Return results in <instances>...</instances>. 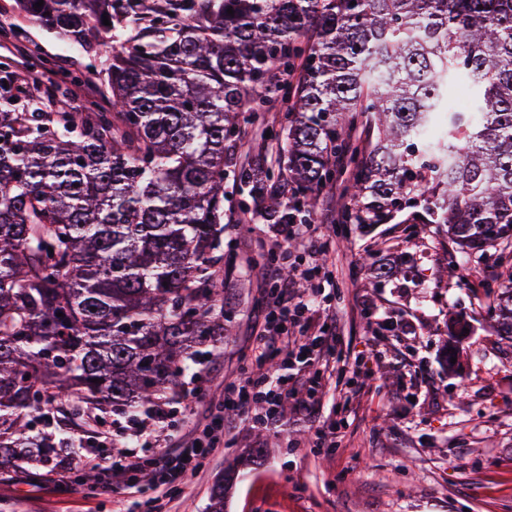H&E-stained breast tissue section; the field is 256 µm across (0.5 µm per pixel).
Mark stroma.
Segmentation results:
<instances>
[{"label": "stroma", "mask_w": 512, "mask_h": 512, "mask_svg": "<svg viewBox=\"0 0 512 512\" xmlns=\"http://www.w3.org/2000/svg\"><path fill=\"white\" fill-rule=\"evenodd\" d=\"M40 59L0 40V69L15 76L51 68L45 84L63 92L60 106L92 99L108 110L105 74L97 57L67 46L37 24L22 22ZM264 111L243 124L232 172L224 177V308L232 334L195 356L182 378L186 388L216 400L224 389L264 372L252 348L253 323L263 302L261 265L251 259L265 225L260 204L234 171L265 161L286 179L275 139L284 107L278 88L263 91ZM336 197L324 194L311 209L325 226L339 225V247L326 264L335 287L323 288L317 321L333 318L344 370L322 387L323 416L342 421L330 448L312 445L309 424L285 408L277 426L253 413L228 416L217 452L177 494L176 512H209L211 490L232 469L224 512H512V338L491 326L492 293L504 287L501 266L478 255L462 258L443 226L423 207L406 208L378 224H345ZM371 376L353 385L352 372ZM225 414V413H224ZM68 475L69 492L0 473V512H115L135 508L137 495L103 480L87 484V463Z\"/></svg>", "instance_id": "stroma-1"}]
</instances>
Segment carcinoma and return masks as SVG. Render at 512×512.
I'll list each match as a JSON object with an SVG mask.
<instances>
[{
  "label": "carcinoma",
  "mask_w": 512,
  "mask_h": 512,
  "mask_svg": "<svg viewBox=\"0 0 512 512\" xmlns=\"http://www.w3.org/2000/svg\"><path fill=\"white\" fill-rule=\"evenodd\" d=\"M37 2L16 9L108 49L116 111H61L38 77L23 97L0 77V470L67 469L68 424L135 423L180 395L193 348L230 335L224 168L274 67L303 58L281 148L292 188L238 173L270 190L268 218L335 190L332 157L350 152L368 223L422 202L465 249L512 242V0ZM360 115L376 129L363 152ZM495 321L512 337L511 288Z\"/></svg>",
  "instance_id": "obj_1"
}]
</instances>
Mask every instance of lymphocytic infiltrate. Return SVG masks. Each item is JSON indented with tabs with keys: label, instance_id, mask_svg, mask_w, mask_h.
Segmentation results:
<instances>
[{
	"label": "lymphocytic infiltrate",
	"instance_id": "obj_1",
	"mask_svg": "<svg viewBox=\"0 0 512 512\" xmlns=\"http://www.w3.org/2000/svg\"><path fill=\"white\" fill-rule=\"evenodd\" d=\"M300 243L306 256L296 274L313 281L324 268L325 257L336 248V239L323 233L318 225L298 224L291 220L268 225L262 240L270 252L285 251ZM264 276L273 288L252 338V346L264 361L271 363L270 373L247 379L237 391L224 394L225 408L245 409L260 406L267 423H276L281 408L291 406L304 419L313 421L316 446L332 445L340 424L333 419H320L318 397L326 370L335 361L340 341L336 324L321 326L313 318L310 299L296 294L292 281L281 276V267L267 266ZM167 414L163 408L135 424V446L110 443V451L101 456L97 467L107 484L122 489L135 486V477L144 465H151L156 479L151 494L144 501L146 512H171L175 488L184 485L188 476L196 474L205 457L204 451L215 448L221 425L198 423L179 447L160 449L166 429Z\"/></svg>",
	"mask_w": 512,
	"mask_h": 512
}]
</instances>
